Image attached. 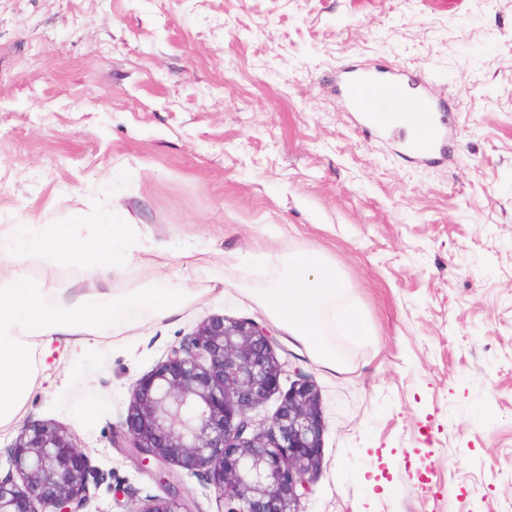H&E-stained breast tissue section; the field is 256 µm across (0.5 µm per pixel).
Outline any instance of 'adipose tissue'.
Listing matches in <instances>:
<instances>
[{"label": "adipose tissue", "instance_id": "1", "mask_svg": "<svg viewBox=\"0 0 512 512\" xmlns=\"http://www.w3.org/2000/svg\"><path fill=\"white\" fill-rule=\"evenodd\" d=\"M121 224L99 225L94 237L83 238L71 224H15L8 246L24 252L38 245L63 257L89 259L91 269L77 291L40 288L23 272H0V423L11 421L31 384L33 353L51 357L59 337L72 338L70 364H80L89 334L107 320H120L138 309L164 318L188 299L184 281L161 288L115 292L109 274L123 268L125 243ZM272 278L253 289L256 301L313 357L331 371L342 372L347 358L336 343L350 336L360 344L372 343V332L356 300L335 265L319 252L274 253Z\"/></svg>", "mask_w": 512, "mask_h": 512}]
</instances>
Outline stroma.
Returning a JSON list of instances; mask_svg holds the SVG:
<instances>
[{
    "label": "stroma",
    "instance_id": "obj_1",
    "mask_svg": "<svg viewBox=\"0 0 512 512\" xmlns=\"http://www.w3.org/2000/svg\"><path fill=\"white\" fill-rule=\"evenodd\" d=\"M425 74L454 155L422 163L359 127L333 86L351 70ZM127 225L123 292L181 276L156 320L104 323L84 362L44 370L0 449L65 429L95 473L89 512L160 495L113 442L134 383L209 316L268 329L286 373L265 422L307 375L321 465L304 512H512V0H0V230ZM168 264H142L139 246ZM318 251L375 333L332 372L249 295L237 253ZM46 288L82 259L0 253ZM375 486H367V479Z\"/></svg>",
    "mask_w": 512,
    "mask_h": 512
}]
</instances>
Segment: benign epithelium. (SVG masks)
Instances as JSON below:
<instances>
[{
  "mask_svg": "<svg viewBox=\"0 0 512 512\" xmlns=\"http://www.w3.org/2000/svg\"><path fill=\"white\" fill-rule=\"evenodd\" d=\"M285 365L258 323L213 315L132 388L122 444L143 465L155 462L165 498L135 512H193L166 465L203 471L218 512H303L321 461V403L302 379L271 420L252 413L279 388ZM17 483L0 478V512H83L89 500L85 454L53 423L22 429L9 449Z\"/></svg>",
  "mask_w": 512,
  "mask_h": 512,
  "instance_id": "benign-epithelium-1",
  "label": "benign epithelium"
}]
</instances>
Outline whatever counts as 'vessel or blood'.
<instances>
[{
    "label": "vessel or blood",
    "instance_id": "b4317fda",
    "mask_svg": "<svg viewBox=\"0 0 512 512\" xmlns=\"http://www.w3.org/2000/svg\"><path fill=\"white\" fill-rule=\"evenodd\" d=\"M428 78L420 72H348L336 91L358 112L364 129L405 133V145L418 158L435 161L452 150L443 103L430 101Z\"/></svg>",
    "mask_w": 512,
    "mask_h": 512
}]
</instances>
